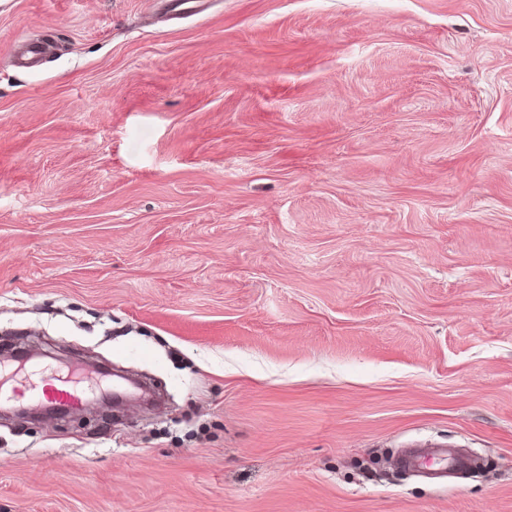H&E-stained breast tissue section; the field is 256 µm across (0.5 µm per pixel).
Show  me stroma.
Masks as SVG:
<instances>
[{"mask_svg": "<svg viewBox=\"0 0 512 512\" xmlns=\"http://www.w3.org/2000/svg\"><path fill=\"white\" fill-rule=\"evenodd\" d=\"M211 2L0 0V512H512V0ZM14 362L19 364L18 368L0 362L1 404L12 401L20 390L19 386L27 387L30 395L39 399L41 405L69 407L83 402L79 384L90 381L89 377L84 376L79 380L76 378L79 377L77 374L58 376L49 370L22 369L27 363L32 362L30 359ZM430 461L441 462L457 470H464L467 466V461L451 448H419L402 453L398 457L397 467L406 472H413Z\"/></svg>", "mask_w": 512, "mask_h": 512, "instance_id": "obj_1", "label": "stroma"}]
</instances>
